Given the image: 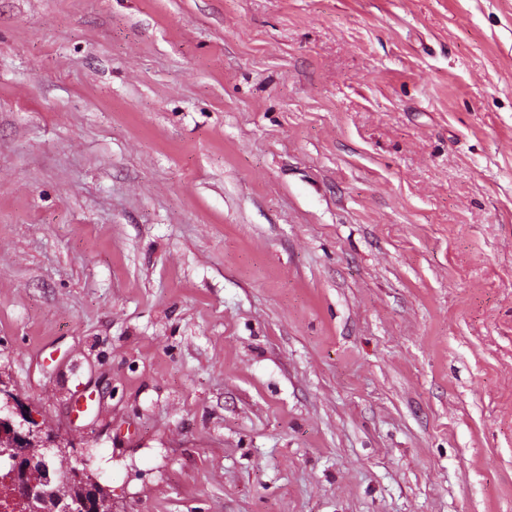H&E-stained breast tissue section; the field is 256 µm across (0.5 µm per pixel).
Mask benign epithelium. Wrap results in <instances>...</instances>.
Masks as SVG:
<instances>
[{
  "instance_id": "7a95c632",
  "label": "benign epithelium",
  "mask_w": 512,
  "mask_h": 512,
  "mask_svg": "<svg viewBox=\"0 0 512 512\" xmlns=\"http://www.w3.org/2000/svg\"><path fill=\"white\" fill-rule=\"evenodd\" d=\"M16 405L0 380V458L28 512H113L112 498L98 490L88 468L73 465L67 446L43 435Z\"/></svg>"
}]
</instances>
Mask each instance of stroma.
<instances>
[{
  "mask_svg": "<svg viewBox=\"0 0 512 512\" xmlns=\"http://www.w3.org/2000/svg\"><path fill=\"white\" fill-rule=\"evenodd\" d=\"M0 369L115 512H512V0H0Z\"/></svg>",
  "mask_w": 512,
  "mask_h": 512,
  "instance_id": "1",
  "label": "stroma"
}]
</instances>
